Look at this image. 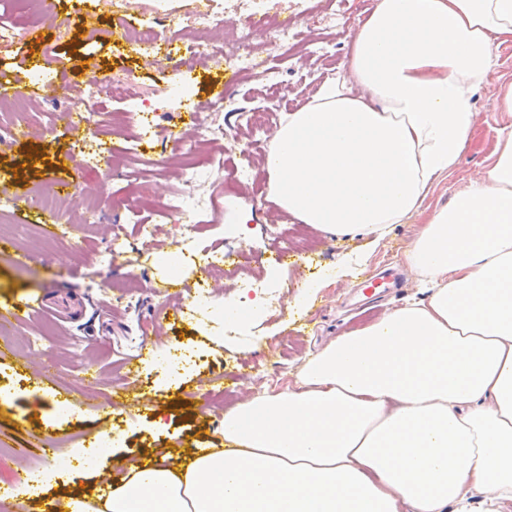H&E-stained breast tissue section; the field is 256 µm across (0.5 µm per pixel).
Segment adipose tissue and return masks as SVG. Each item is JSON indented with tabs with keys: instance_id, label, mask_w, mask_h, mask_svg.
I'll use <instances>...</instances> for the list:
<instances>
[{
	"instance_id": "1",
	"label": "adipose tissue",
	"mask_w": 512,
	"mask_h": 512,
	"mask_svg": "<svg viewBox=\"0 0 512 512\" xmlns=\"http://www.w3.org/2000/svg\"><path fill=\"white\" fill-rule=\"evenodd\" d=\"M512 0H378L349 68L289 113L269 201L328 234L418 212L477 124L476 91L512 80ZM406 258L425 296L308 354L288 390L224 416V445L128 466L98 512H485L512 500V120L491 163L434 210Z\"/></svg>"
}]
</instances>
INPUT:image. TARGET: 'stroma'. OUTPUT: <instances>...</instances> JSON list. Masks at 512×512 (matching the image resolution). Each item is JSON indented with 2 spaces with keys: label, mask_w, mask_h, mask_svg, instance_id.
<instances>
[{
  "label": "stroma",
  "mask_w": 512,
  "mask_h": 512,
  "mask_svg": "<svg viewBox=\"0 0 512 512\" xmlns=\"http://www.w3.org/2000/svg\"><path fill=\"white\" fill-rule=\"evenodd\" d=\"M270 5L288 19L303 39L333 37L338 28L352 27L362 12V0H270ZM56 10L100 17L96 30L52 28L33 15L27 0H0V22L9 30L0 37V72L25 80L40 64L45 49H52L57 68L65 74L82 71L92 61L104 75H132L145 90L162 84L167 75L153 65L148 54L127 44L108 40L109 15L104 0H57ZM263 61V78H244L232 62L197 67L188 73L192 89L188 101L173 104L152 115L159 135L178 133L193 106H207L213 86H224L229 99L216 110L224 121V139L216 151L225 159L222 173L214 175L201 191L211 194L226 182L232 193L209 210L208 228L198 229L205 243L222 241L225 248L247 253L250 263L239 271H225L214 286L215 301L224 309L238 304L249 288L263 283L273 295V306H259L237 315V326L228 330L223 318L198 314L196 320L173 322L163 307L181 303L169 287L164 268L168 252L180 251V236L173 218H156L150 204L181 186L179 171L170 166L158 171L130 161L126 169L138 183L127 190L124 177L112 184V200L100 203L101 223L84 229L56 224L62 241L42 237L43 212L28 206L25 197L0 194V216L8 217L5 229L13 246L0 252V305L40 297H68L71 310L59 309L31 321L18 319V333L28 336L49 333L46 345L25 349L0 360V490L21 483L31 467L56 469L60 460H75L77 450L95 457V474L82 482L62 481L35 486L26 512H47L53 501L80 492L103 491L101 472L119 474L123 464L155 456L159 449L181 455L188 448H220L224 445V414L206 406L203 395L216 376H223L230 391L227 408L294 384L304 357L345 333L376 322L387 311L419 297V278L406 259L410 242L420 232L427 214L450 205L469 181L488 167L496 130L507 119L499 109L496 83L481 87L475 96L479 120L472 139L456 165L430 186L419 212L403 224L389 225L382 236H332L313 226L301 225L267 199L268 179L263 159L271 139L288 113L299 110L312 98L332 72L347 76L351 41H343L338 70L322 59L320 48L301 49L292 57L281 56L265 38L256 40ZM346 88L360 95L352 80ZM72 106L71 94L32 111L33 130L20 141L0 140V185L20 182L26 187L65 178L85 193L73 197L66 208L84 209L88 189L97 179L93 170L71 166L59 171L58 157L72 144H92L93 136L72 131L65 115ZM250 113L270 115L260 129L248 126ZM250 155L252 171L247 180L236 181L242 155ZM138 210L142 219L155 224L150 240L141 239L136 224L125 218ZM247 210L254 219L244 234L234 230L237 215ZM277 226L291 233L299 252L277 261L275 243L268 230ZM113 245L118 255L112 267L121 275L138 274L141 287L118 295L96 287L85 277L88 254ZM394 269L398 287L382 285L368 293L362 284L370 276ZM150 343L155 357L143 358L140 381L134 386L138 400L127 408L104 410L99 392L125 386L123 372L113 370L114 360L127 349ZM188 344L199 353L195 368L179 380H170L161 350ZM111 433L113 453L96 457L92 447L102 433ZM54 438L57 458H43L42 442Z\"/></svg>",
  "instance_id": "35a3bbf8"
}]
</instances>
